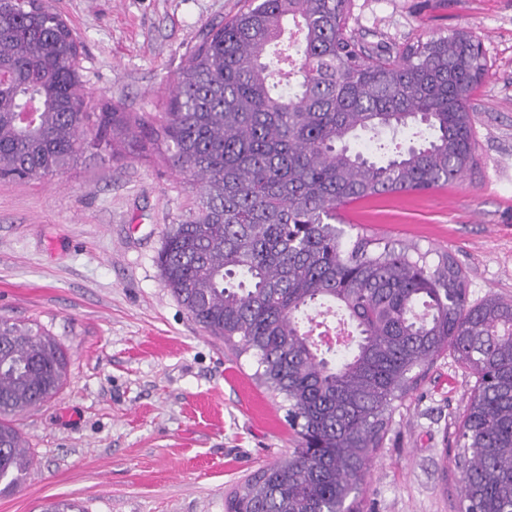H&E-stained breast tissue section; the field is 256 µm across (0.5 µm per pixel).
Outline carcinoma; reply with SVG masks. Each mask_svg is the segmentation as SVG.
<instances>
[{"label":"carcinoma","mask_w":512,"mask_h":512,"mask_svg":"<svg viewBox=\"0 0 512 512\" xmlns=\"http://www.w3.org/2000/svg\"><path fill=\"white\" fill-rule=\"evenodd\" d=\"M349 0H245L208 24L180 66L164 112L85 111L81 43L46 0H0V179L71 167L84 143L148 131L172 167L201 181L191 216L157 256L172 295L204 332L257 363L288 403L299 448L249 475L225 512H352L394 402L450 349L478 378L461 437L462 512H512V300L471 305L448 252L348 230L362 199L442 189L476 160L469 113L488 63L454 31L396 53L347 34ZM406 131L415 144L384 162L348 141ZM331 305L353 341L321 351L310 312ZM66 351L39 328L0 320V483L29 462L11 417L54 398ZM43 512H85L72 500Z\"/></svg>","instance_id":"carcinoma-1"}]
</instances>
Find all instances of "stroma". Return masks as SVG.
<instances>
[{
    "instance_id": "35a3bbf8",
    "label": "stroma",
    "mask_w": 512,
    "mask_h": 512,
    "mask_svg": "<svg viewBox=\"0 0 512 512\" xmlns=\"http://www.w3.org/2000/svg\"><path fill=\"white\" fill-rule=\"evenodd\" d=\"M85 47L88 111H164L175 74L205 25L242 0H50ZM472 32L489 71L469 107L477 164L423 194L347 206L377 238L448 251L468 301L512 299V0H349L348 34L398 50ZM198 186L149 138L82 146L69 169L0 180V318L38 325L68 352L61 392L17 415L31 465L0 490V512H41L74 499L86 512H225L257 469L287 461L298 437L281 398L241 357L206 334L166 287L164 234ZM475 378L441 354L404 400L358 496L360 512H461L459 439Z\"/></svg>"
}]
</instances>
